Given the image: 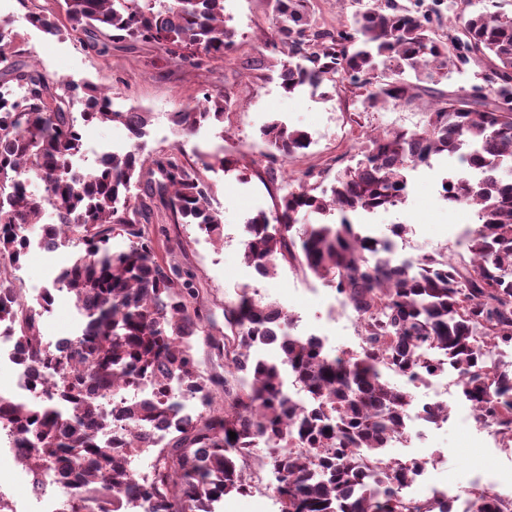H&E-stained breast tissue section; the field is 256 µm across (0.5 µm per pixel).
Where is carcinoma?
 <instances>
[{"label":"carcinoma","mask_w":512,"mask_h":512,"mask_svg":"<svg viewBox=\"0 0 512 512\" xmlns=\"http://www.w3.org/2000/svg\"><path fill=\"white\" fill-rule=\"evenodd\" d=\"M308 2L273 0L274 48L299 59L281 74L289 93L346 76L362 91L364 108L404 105L418 90L432 92L448 67L472 63L484 65L482 83L435 100L418 129L371 138L364 159L337 174L331 195L300 184L282 196L274 219L264 212L250 219L245 262L267 278L284 261L335 288L356 311L363 340L360 352L333 356L319 338L288 333L290 316L245 290L224 307L233 337H207L224 357L227 377L199 369L198 290L178 265L155 261L149 226L141 222L156 198L173 223L222 236L221 215L195 164L174 154L149 164L132 148L112 153L90 173L69 172L81 148L71 100L45 74L25 68L17 34L0 26V82L23 89L20 103L0 93V260L22 261L35 224L44 236L78 237L85 254L59 273L54 288L67 292L87 318L75 354L44 351L40 320L52 291L33 306L13 281L0 278V324L13 329L35 372L61 379V395H36L27 406L0 396V413L8 412L23 435L28 470L58 458L56 486L76 501V512H123L121 496L134 481L113 452L112 415L97 410L96 390L122 376L153 380L159 395L174 377L199 399L190 419L157 400L121 407L130 432L170 420L164 442L141 439L124 448L128 456H153L143 494L156 512H197L206 498L246 491V456L260 445L277 476L281 512H452L437 498L410 502L400 495L417 462L389 458L385 448L401 433L414 398L386 381L387 370L416 384L453 370L476 419L512 443V15L473 13L438 37L430 17L374 0L351 22L325 30L310 23ZM30 18L45 34L84 47L103 34L114 43L150 44L163 60L196 68L224 59L235 44L224 0H44ZM72 96L84 106V122L119 123L145 135L149 113L114 109L112 89L86 84ZM227 104L206 93L170 121L188 136L204 122L224 121ZM262 135L273 156L310 145L306 132L278 120ZM443 153L485 172L479 181L461 175L442 182L448 203L477 207V221L454 255L398 263L395 238L405 225L379 236L351 216L396 206L407 194V171ZM155 170L160 180L145 178ZM34 180L42 192L30 189ZM138 187L142 193H133ZM45 201L55 207L52 224L42 223ZM331 212L340 221H321ZM306 214L320 221L301 223ZM117 232L129 240L118 252L110 246ZM272 336L285 339L276 359L262 356ZM75 359L87 365L85 375L71 376ZM289 379L303 399L289 395ZM217 388L224 391L222 409L214 405ZM486 491L471 493L464 512H512L504 497Z\"/></svg>","instance_id":"cac0c4a2"}]
</instances>
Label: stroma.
I'll return each mask as SVG.
<instances>
[{"label":"stroma","instance_id":"stroma-1","mask_svg":"<svg viewBox=\"0 0 512 512\" xmlns=\"http://www.w3.org/2000/svg\"><path fill=\"white\" fill-rule=\"evenodd\" d=\"M224 5V19L235 32L236 46L224 59L200 69L165 62L151 45L140 42L113 44L110 56H99L67 37L47 36L29 24L28 11L18 0H0V25L20 35L24 61L53 79L72 86L92 83L111 88L114 108L150 113L147 133L138 139L120 125L81 126L83 148L122 152L135 146L149 158L179 151L189 161L200 154L233 159L230 170L201 173L210 187V204L223 220V240H214L196 225L173 223L158 203L148 215L158 261L179 262L191 274L213 336H223L226 330L225 304L248 289L277 302L290 315L291 333L327 337V349L333 354L359 351L358 328L343 317L342 299L334 288L285 263L273 278L259 276L245 263V226L257 212L274 216L280 197L301 180L308 178L319 188L330 189L338 170L356 165L367 153L370 134L421 127L430 98L424 95L408 105L367 110L341 78L285 92L280 74L289 58L272 47L278 39L273 0H224ZM206 92L229 99L223 123L202 124L187 138L179 135L171 127L170 114L194 106ZM275 119L305 131L309 148L289 158H270L261 130ZM462 171L458 157H433L430 165L410 170L408 193L400 204L355 215L353 221L380 235L392 225H406L398 242L399 252L406 255L454 253L465 224L477 220L474 209L457 211L441 193L443 180ZM82 252V244L74 239L63 241L52 261L29 252L23 260V280L52 286L59 272ZM76 326L73 299L56 293L50 311L41 319L42 333L71 336ZM448 411L447 422L430 428L419 447L394 441L386 450L394 459L417 457L428 462L419 498L430 497L429 487L435 484L448 488L451 496L466 499L472 490L470 478L476 473L486 474L488 484L500 493L512 494V453L501 449L490 430L461 424V417L470 411L462 396L449 395Z\"/></svg>","mask_w":512,"mask_h":512}]
</instances>
